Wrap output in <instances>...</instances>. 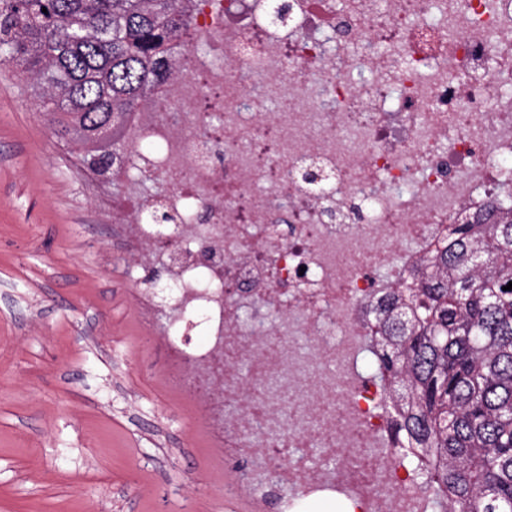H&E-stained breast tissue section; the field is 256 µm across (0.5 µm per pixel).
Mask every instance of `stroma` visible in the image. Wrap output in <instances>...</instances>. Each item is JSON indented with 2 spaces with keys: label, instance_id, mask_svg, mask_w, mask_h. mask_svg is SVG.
I'll use <instances>...</instances> for the list:
<instances>
[{
  "label": "stroma",
  "instance_id": "stroma-1",
  "mask_svg": "<svg viewBox=\"0 0 512 512\" xmlns=\"http://www.w3.org/2000/svg\"><path fill=\"white\" fill-rule=\"evenodd\" d=\"M0 64V512H228L226 461L137 308L148 270L118 265L105 202L123 180L82 164Z\"/></svg>",
  "mask_w": 512,
  "mask_h": 512
}]
</instances>
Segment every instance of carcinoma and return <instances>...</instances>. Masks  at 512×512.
Here are the masks:
<instances>
[{
	"label": "carcinoma",
	"instance_id": "cac0c4a2",
	"mask_svg": "<svg viewBox=\"0 0 512 512\" xmlns=\"http://www.w3.org/2000/svg\"><path fill=\"white\" fill-rule=\"evenodd\" d=\"M190 0H0V63L22 68L63 139L105 170L124 117L189 46ZM47 12H42V9ZM512 210L450 224L448 246L373 305L367 337L440 512H512Z\"/></svg>",
	"mask_w": 512,
	"mask_h": 512
}]
</instances>
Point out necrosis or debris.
<instances>
[{"label": "necrosis or debris", "mask_w": 512, "mask_h": 512, "mask_svg": "<svg viewBox=\"0 0 512 512\" xmlns=\"http://www.w3.org/2000/svg\"><path fill=\"white\" fill-rule=\"evenodd\" d=\"M205 49L130 112L112 207L129 264L166 272L167 384L245 459L242 512L330 491L429 512L389 463L368 310L512 179V0H194ZM162 184L142 192V179ZM171 214L152 223L153 209ZM207 340L195 343L192 329ZM287 448H316L331 465Z\"/></svg>", "instance_id": "4bbe7bcc"}]
</instances>
